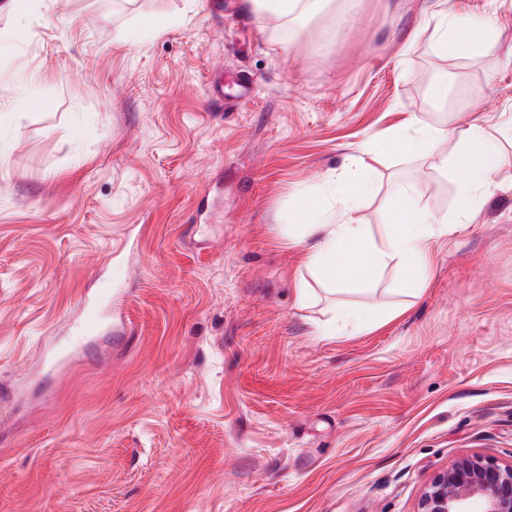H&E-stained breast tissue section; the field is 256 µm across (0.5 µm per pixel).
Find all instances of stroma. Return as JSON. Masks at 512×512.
Wrapping results in <instances>:
<instances>
[{"instance_id":"35a3bbf8","label":"stroma","mask_w":512,"mask_h":512,"mask_svg":"<svg viewBox=\"0 0 512 512\" xmlns=\"http://www.w3.org/2000/svg\"><path fill=\"white\" fill-rule=\"evenodd\" d=\"M427 4L0 12V512H418L456 458L512 460V138L472 214L430 160L373 162L371 231L404 181L454 221L381 327L317 335L329 299L291 224L406 118L512 113V0H444L493 18L495 44L469 53L438 49ZM155 15L174 22L140 28ZM109 261L111 330L50 366ZM305 2L303 0H244L250 12L284 21H288L302 12L306 6Z\"/></svg>"}]
</instances>
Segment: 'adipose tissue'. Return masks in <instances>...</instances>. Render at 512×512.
<instances>
[{
    "label": "adipose tissue",
    "mask_w": 512,
    "mask_h": 512,
    "mask_svg": "<svg viewBox=\"0 0 512 512\" xmlns=\"http://www.w3.org/2000/svg\"><path fill=\"white\" fill-rule=\"evenodd\" d=\"M424 21L435 24L437 45L441 50L458 53L478 49L496 36L490 20H470L432 9ZM512 132V118L498 134L482 125L470 123L462 131L433 125L420 119H408L373 137L370 152L385 154L390 150L419 153L432 160L438 170H451L456 176L457 193L464 212L479 209L484 197L496 188L492 179L499 165L501 136ZM356 179L332 183V211L303 209L299 213L304 235L310 244L305 264L325 285L328 294L337 296L334 317L322 333L334 335L337 327L358 328L382 324L403 310L402 300L368 308L354 302L357 294L370 292L385 271L396 273L403 285V297L418 296L424 289L432 266L434 240L448 231L447 215L431 214L421 204L419 187L399 183L394 191L393 219L378 233L357 217V203L372 189L365 161H356Z\"/></svg>",
    "instance_id": "obj_1"
}]
</instances>
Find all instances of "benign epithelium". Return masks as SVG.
I'll return each mask as SVG.
<instances>
[{
  "mask_svg": "<svg viewBox=\"0 0 512 512\" xmlns=\"http://www.w3.org/2000/svg\"><path fill=\"white\" fill-rule=\"evenodd\" d=\"M418 512H512V462L479 454L455 459L425 487Z\"/></svg>",
  "mask_w": 512,
  "mask_h": 512,
  "instance_id": "obj_1",
  "label": "benign epithelium"
}]
</instances>
